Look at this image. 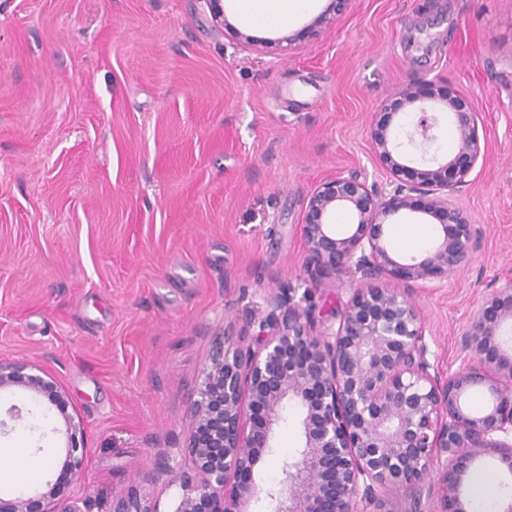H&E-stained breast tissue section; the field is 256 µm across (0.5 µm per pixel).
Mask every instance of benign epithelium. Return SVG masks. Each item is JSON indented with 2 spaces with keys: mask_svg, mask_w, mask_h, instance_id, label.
Returning <instances> with one entry per match:
<instances>
[{
  "mask_svg": "<svg viewBox=\"0 0 512 512\" xmlns=\"http://www.w3.org/2000/svg\"><path fill=\"white\" fill-rule=\"evenodd\" d=\"M350 2L331 0L310 27L333 25ZM422 101L419 90L408 86L369 125L372 153L386 166L393 195L335 176L321 181L305 202L300 232L309 278L328 288L344 275L357 281L333 313L335 325H324L312 308L279 290L267 295L255 335L226 334L215 343L196 385L183 469L165 458L143 476L150 483L180 482L182 496L173 512H250L262 492L266 512H394L392 492L408 502L406 512H423L422 493L435 468L436 512H469L465 479L477 462L497 460L512 476V347L498 342L512 322V277L469 312L461 344L467 360L446 377L428 358L412 300L427 280L470 262L478 237L449 193L466 183L486 153L480 113L469 98L448 96L457 153L436 168L407 165L390 122L405 106ZM436 127V118L423 117L408 141L430 146ZM340 209L357 219L343 236L329 222ZM401 209L436 218L443 232L425 256L405 262L392 255L386 237ZM16 389L56 410L67 447L55 481L37 494L0 497V512H82L68 491V477L84 467V428L69 412L65 391L36 364L0 360V393ZM473 391L487 396L480 411L468 403ZM292 412L302 446L277 484L263 490L257 468ZM112 512L161 510L133 485L112 500Z\"/></svg>",
  "mask_w": 512,
  "mask_h": 512,
  "instance_id": "1",
  "label": "benign epithelium"
}]
</instances>
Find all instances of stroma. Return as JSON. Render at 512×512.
<instances>
[{
	"mask_svg": "<svg viewBox=\"0 0 512 512\" xmlns=\"http://www.w3.org/2000/svg\"><path fill=\"white\" fill-rule=\"evenodd\" d=\"M204 0H0V359L40 365L85 429L74 498L111 512L132 484L173 512L193 388L216 338L256 332L290 288L329 319L355 282L316 285L300 234L321 181L390 193L368 125L410 85L470 98L486 156L451 196L480 235L469 265L414 300L441 374L463 361L470 309L512 275V0H352L333 27L271 28ZM252 46H243L242 36ZM44 415L23 390L0 397ZM296 420L259 474L296 456Z\"/></svg>",
	"mask_w": 512,
	"mask_h": 512,
	"instance_id": "obj_1",
	"label": "stroma"
}]
</instances>
